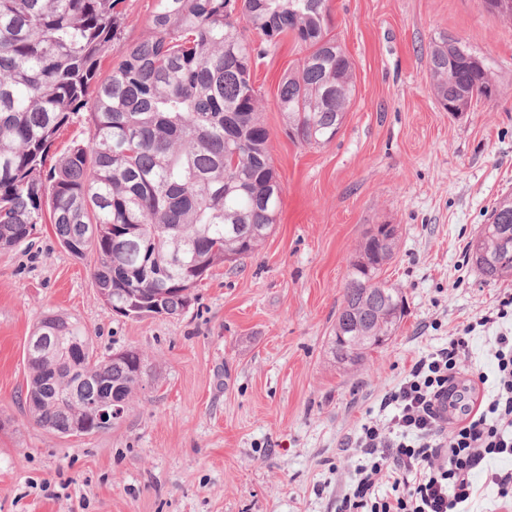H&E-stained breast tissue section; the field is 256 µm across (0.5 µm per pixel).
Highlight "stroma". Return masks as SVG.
Instances as JSON below:
<instances>
[{"label": "stroma", "mask_w": 512, "mask_h": 512, "mask_svg": "<svg viewBox=\"0 0 512 512\" xmlns=\"http://www.w3.org/2000/svg\"><path fill=\"white\" fill-rule=\"evenodd\" d=\"M331 6L356 66L354 101L331 143L300 144L277 106L298 47L284 41L258 62L279 216L251 258L214 269L186 313L116 314L96 296L92 259L63 249L49 224L32 248L0 252V512H335L367 412L419 357L512 294V280L484 279L467 251L512 193V21L485 0ZM152 7L126 0L106 66L147 36ZM448 33L490 62L497 100L441 110L428 53ZM380 224L395 228L381 277L406 315L386 345L343 369L328 339L349 261ZM48 310L79 321L98 354L144 355L111 429L62 436L31 418L24 347Z\"/></svg>", "instance_id": "stroma-1"}]
</instances>
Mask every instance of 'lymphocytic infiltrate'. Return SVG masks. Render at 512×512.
<instances>
[{"label":"lymphocytic infiltrate","mask_w":512,"mask_h":512,"mask_svg":"<svg viewBox=\"0 0 512 512\" xmlns=\"http://www.w3.org/2000/svg\"><path fill=\"white\" fill-rule=\"evenodd\" d=\"M470 336L420 357L384 399L392 412L363 423L354 441L362 463L336 500V512H468L478 487L512 502V335L500 334L480 382L492 391L449 420L435 408L452 395ZM391 492L380 495V484Z\"/></svg>","instance_id":"obj_1"}]
</instances>
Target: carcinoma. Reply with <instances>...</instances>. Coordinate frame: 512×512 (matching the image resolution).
<instances>
[{
	"instance_id": "obj_1",
	"label": "carcinoma",
	"mask_w": 512,
	"mask_h": 512,
	"mask_svg": "<svg viewBox=\"0 0 512 512\" xmlns=\"http://www.w3.org/2000/svg\"><path fill=\"white\" fill-rule=\"evenodd\" d=\"M123 3L0 0V251L32 246L36 226L52 224L72 256L93 257L100 301L177 316L215 267L250 257L277 222L283 188L251 80L257 61L288 39L302 49L278 107L308 145L336 137L355 94L354 63L333 33L329 0H154L149 37L102 79L127 23ZM428 68L438 103L457 112L494 85L488 63L451 34L434 43ZM88 104V141L53 151ZM394 244L369 235L350 260L329 338L340 367L384 346L354 337L389 339L400 327L401 292L380 280ZM468 250L486 279L512 278L511 193ZM34 335L25 404L36 424L92 434L100 404L130 405L142 353L101 356L79 323L54 313Z\"/></svg>"
}]
</instances>
